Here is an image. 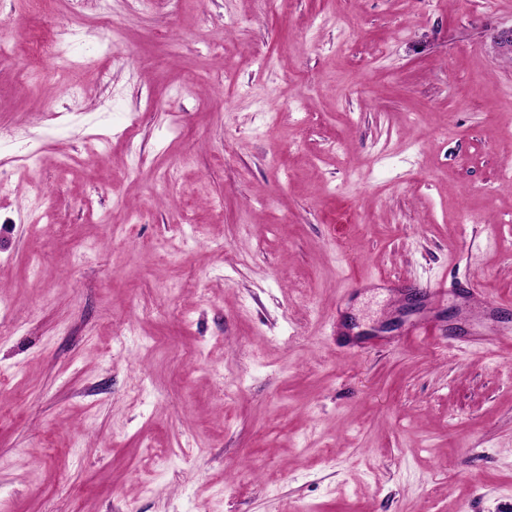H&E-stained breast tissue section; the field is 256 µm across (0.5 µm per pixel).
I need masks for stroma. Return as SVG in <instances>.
<instances>
[{
  "label": "stroma",
  "mask_w": 512,
  "mask_h": 512,
  "mask_svg": "<svg viewBox=\"0 0 512 512\" xmlns=\"http://www.w3.org/2000/svg\"><path fill=\"white\" fill-rule=\"evenodd\" d=\"M51 7L37 71L0 0V512H512V0ZM79 37V32L73 26H57L50 32L44 54L52 59L64 61L70 45Z\"/></svg>",
  "instance_id": "stroma-1"
}]
</instances>
